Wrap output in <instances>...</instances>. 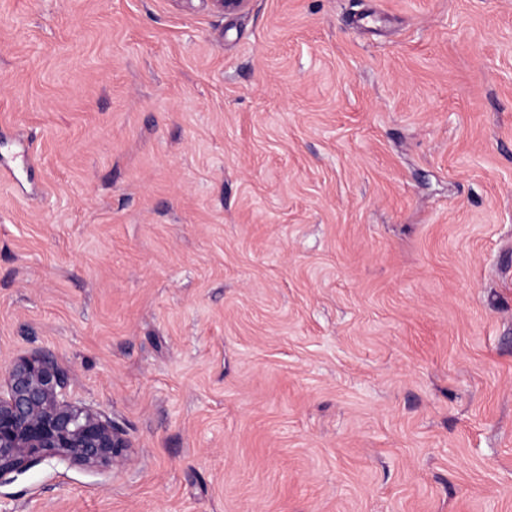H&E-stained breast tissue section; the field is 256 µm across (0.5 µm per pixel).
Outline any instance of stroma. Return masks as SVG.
<instances>
[{
    "instance_id": "1",
    "label": "stroma",
    "mask_w": 512,
    "mask_h": 512,
    "mask_svg": "<svg viewBox=\"0 0 512 512\" xmlns=\"http://www.w3.org/2000/svg\"><path fill=\"white\" fill-rule=\"evenodd\" d=\"M133 448L0 512H512V0H0V370Z\"/></svg>"
}]
</instances>
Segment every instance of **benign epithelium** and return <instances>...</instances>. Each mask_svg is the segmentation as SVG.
<instances>
[{
    "label": "benign epithelium",
    "instance_id": "obj_1",
    "mask_svg": "<svg viewBox=\"0 0 512 512\" xmlns=\"http://www.w3.org/2000/svg\"><path fill=\"white\" fill-rule=\"evenodd\" d=\"M220 13L249 0H211ZM131 443L112 419L75 401L54 359L34 352L0 373V484L10 475L57 459L89 468L124 459Z\"/></svg>",
    "mask_w": 512,
    "mask_h": 512
}]
</instances>
